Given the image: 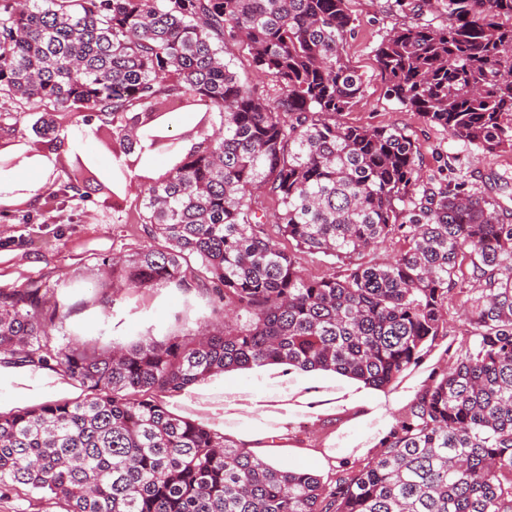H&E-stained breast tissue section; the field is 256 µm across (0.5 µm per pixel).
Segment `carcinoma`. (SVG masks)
<instances>
[{"instance_id":"carcinoma-1","label":"carcinoma","mask_w":512,"mask_h":512,"mask_svg":"<svg viewBox=\"0 0 512 512\" xmlns=\"http://www.w3.org/2000/svg\"><path fill=\"white\" fill-rule=\"evenodd\" d=\"M402 2L418 21L375 49L386 95L461 141L512 150V0ZM433 7L446 24L420 20ZM351 30L346 0H0V97L93 113L111 178L141 182L145 232L164 245L112 274L224 304L217 329L52 350L64 305L39 282L0 289V355L88 391L0 415V495H54L67 512H512V224L450 181L419 188L403 129L341 120L363 93L343 54ZM231 45L266 84L241 80ZM175 112L195 121L176 133ZM158 156L167 169L152 177ZM90 183L104 185L77 157L51 195ZM396 238L394 261L368 259ZM303 255L330 271L307 277ZM464 264L473 334L459 343L444 310ZM421 363L377 451L331 490L155 397L279 366L389 395Z\"/></svg>"}]
</instances>
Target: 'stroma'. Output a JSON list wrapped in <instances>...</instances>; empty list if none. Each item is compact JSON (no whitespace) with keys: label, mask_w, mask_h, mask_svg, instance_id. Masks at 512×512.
Masks as SVG:
<instances>
[{"label":"stroma","mask_w":512,"mask_h":512,"mask_svg":"<svg viewBox=\"0 0 512 512\" xmlns=\"http://www.w3.org/2000/svg\"><path fill=\"white\" fill-rule=\"evenodd\" d=\"M353 32L344 47L350 65L361 74L364 92L345 112L348 124L360 127L405 129L420 150L423 181L450 179L469 194L495 198L512 221V198L492 188L490 177L512 186V151L489 153L451 136L443 127L403 109L385 93L375 49L395 27L410 23L409 11L395 0H347ZM0 112L12 113L26 141H34V122L48 117L55 137L71 153L92 159L97 169L112 167V154L96 136V122L81 116L42 114L34 103L0 98ZM36 175L39 189H31L28 175ZM62 167L42 156L9 171H0V184L15 212L0 216V289H19L42 282L65 304V315L51 331L49 344H84L97 348L127 345L146 336L158 339L179 335L200 322L219 326L224 307L202 293H187L159 285L130 293L112 277L109 261L134 255L149 246L142 224L144 208L138 184L113 195L111 189L88 190L84 198L49 199ZM85 390L63 372L32 371L16 364L0 365V415L46 402L76 400ZM414 392L403 389L386 395L364 389L346 402L347 411L327 410L307 430L295 428L291 415L269 424L261 418L229 427L237 439L253 441L255 450L277 466L302 468L334 486L347 460L366 457L370 439L384 431L392 412L405 406Z\"/></svg>","instance_id":"obj_1"}]
</instances>
